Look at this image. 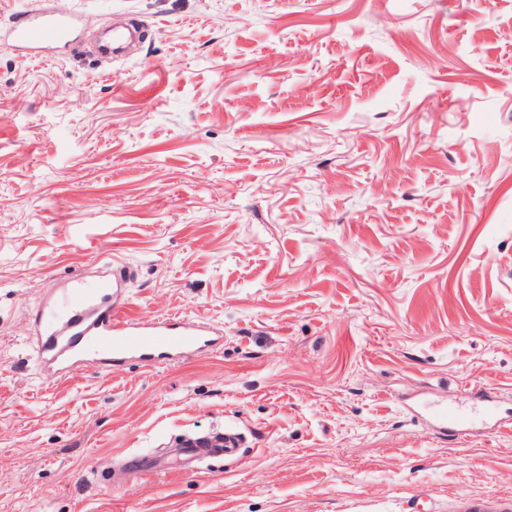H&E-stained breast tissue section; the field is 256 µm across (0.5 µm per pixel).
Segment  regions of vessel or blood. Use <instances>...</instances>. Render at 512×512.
Returning a JSON list of instances; mask_svg holds the SVG:
<instances>
[{
	"instance_id": "b4317fda",
	"label": "vessel or blood",
	"mask_w": 512,
	"mask_h": 512,
	"mask_svg": "<svg viewBox=\"0 0 512 512\" xmlns=\"http://www.w3.org/2000/svg\"><path fill=\"white\" fill-rule=\"evenodd\" d=\"M77 17L64 6L25 11L0 47L22 54L60 52L69 47ZM125 268H113L109 277L93 282L72 279L67 288L51 294L32 316L37 358L43 378L56 382L76 371H107L129 359L144 365L197 349H218L222 339L208 324L195 320L133 318L124 297ZM243 452L241 437L233 430L182 442L171 453L134 452L124 456L129 474L165 472L177 465L187 473L199 472L214 459L233 460Z\"/></svg>"
}]
</instances>
